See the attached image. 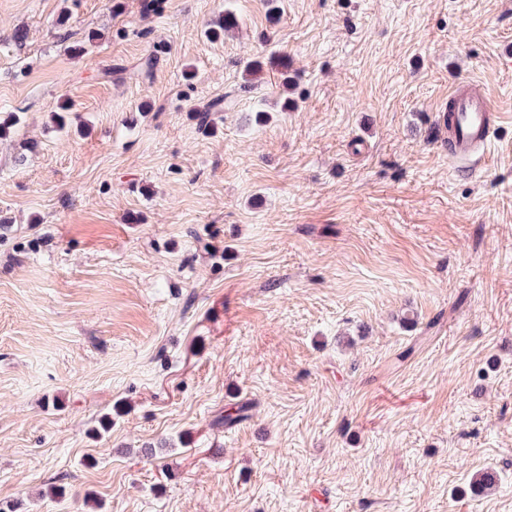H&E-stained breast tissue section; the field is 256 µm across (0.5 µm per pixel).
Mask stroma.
<instances>
[{"instance_id": "1", "label": "stroma", "mask_w": 512, "mask_h": 512, "mask_svg": "<svg viewBox=\"0 0 512 512\" xmlns=\"http://www.w3.org/2000/svg\"><path fill=\"white\" fill-rule=\"evenodd\" d=\"M270 5L0 0L1 507L512 512V0ZM439 112L445 128L446 113H455V119L448 129V155L464 160L479 156L499 118L492 97L470 81L457 84Z\"/></svg>"}]
</instances>
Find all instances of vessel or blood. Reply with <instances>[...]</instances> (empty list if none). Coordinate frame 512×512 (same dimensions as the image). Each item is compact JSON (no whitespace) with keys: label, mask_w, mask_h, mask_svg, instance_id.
I'll list each match as a JSON object with an SVG mask.
<instances>
[{"label":"vessel or blood","mask_w":512,"mask_h":512,"mask_svg":"<svg viewBox=\"0 0 512 512\" xmlns=\"http://www.w3.org/2000/svg\"><path fill=\"white\" fill-rule=\"evenodd\" d=\"M454 113L448 130V154L470 160L478 157L496 127L499 115L489 94L470 81L457 84L442 107Z\"/></svg>","instance_id":"b4317fda"}]
</instances>
